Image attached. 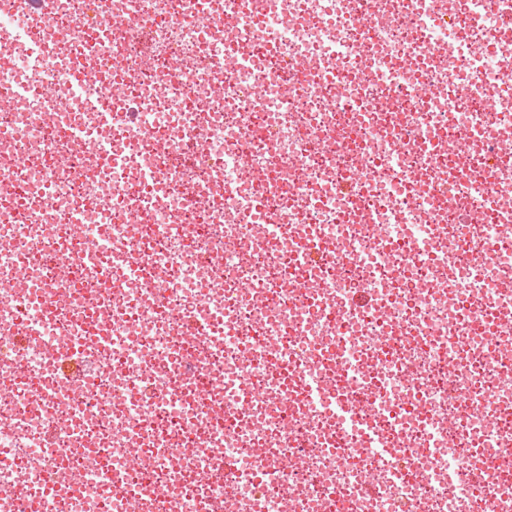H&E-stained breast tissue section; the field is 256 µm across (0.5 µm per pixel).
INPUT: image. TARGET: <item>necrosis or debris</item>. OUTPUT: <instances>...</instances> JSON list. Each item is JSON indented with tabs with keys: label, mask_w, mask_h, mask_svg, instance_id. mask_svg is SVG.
Here are the masks:
<instances>
[{
	"label": "necrosis or debris",
	"mask_w": 512,
	"mask_h": 512,
	"mask_svg": "<svg viewBox=\"0 0 512 512\" xmlns=\"http://www.w3.org/2000/svg\"><path fill=\"white\" fill-rule=\"evenodd\" d=\"M27 4L0 512H512V0ZM107 15L111 61L47 101Z\"/></svg>",
	"instance_id": "4bbe7bcc"
}]
</instances>
